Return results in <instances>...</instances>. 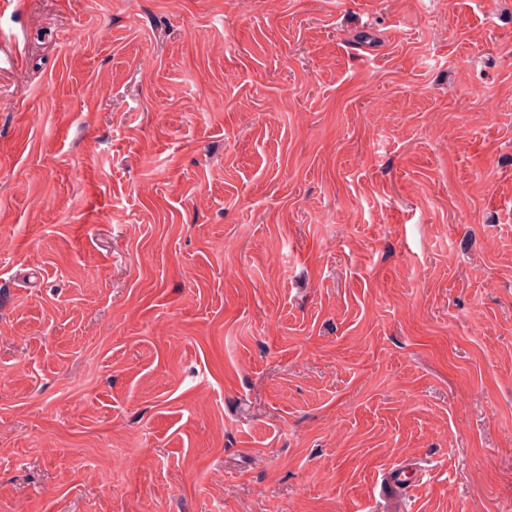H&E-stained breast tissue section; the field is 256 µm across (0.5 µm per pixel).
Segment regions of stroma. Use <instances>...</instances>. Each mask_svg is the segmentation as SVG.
<instances>
[{
  "mask_svg": "<svg viewBox=\"0 0 512 512\" xmlns=\"http://www.w3.org/2000/svg\"><path fill=\"white\" fill-rule=\"evenodd\" d=\"M0 30V512H512V0ZM425 476L426 471L412 462L396 465L387 470L381 490L394 494L411 486L417 487L424 482Z\"/></svg>",
  "mask_w": 512,
  "mask_h": 512,
  "instance_id": "35a3bbf8",
  "label": "stroma"
}]
</instances>
